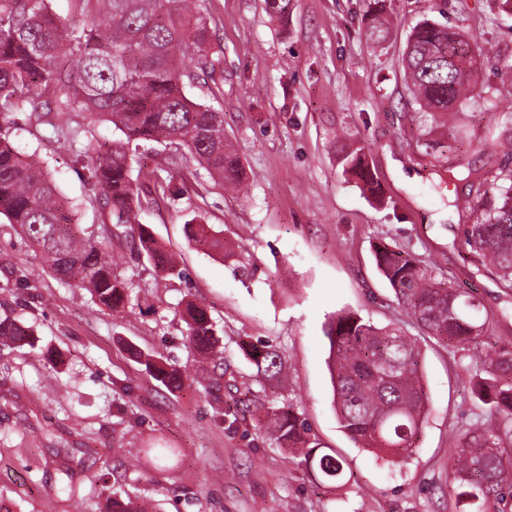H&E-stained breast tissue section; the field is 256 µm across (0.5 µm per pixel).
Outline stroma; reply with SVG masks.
I'll list each match as a JSON object with an SVG mask.
<instances>
[{"mask_svg": "<svg viewBox=\"0 0 512 512\" xmlns=\"http://www.w3.org/2000/svg\"><path fill=\"white\" fill-rule=\"evenodd\" d=\"M376 0H293L287 19H270L263 0H206L212 48L222 71L187 84L194 101L224 114V135L239 154L246 194L215 186L194 159L173 185L195 193L160 198L140 214L184 270L162 279L150 264L119 252V271L139 304L101 309L83 288L59 282L13 225L0 219V314L22 318L34 347H0V512H106L112 495H130L142 512H456L450 463L458 436L485 424L473 353L421 343L429 394L422 435L394 465L358 448L333 409L324 326L358 313L376 325L417 330L393 302L374 259L379 243L424 260L435 276L486 307L490 340L512 348V288L481 266L463 241L469 212L455 198L468 182L448 169H512V154L485 152L487 133L512 113V86L498 58L512 59V12L500 0H385L388 34L364 36ZM456 27L477 57L470 98L437 128V149L420 146L418 106L403 68L413 26L422 18ZM23 156L45 162L60 190L79 205L78 222L98 231L75 148L112 136L110 125L74 116L55 132L43 113L10 117ZM364 145L379 182L371 195L343 175L336 132ZM215 225L234 255L221 259L188 238L192 216ZM204 307L222 329L226 382L277 405H292L310 436L343 463L341 480L315 479L300 453L279 447L252 418H234L197 390L213 365L186 348L177 305ZM278 351L286 376L256 380L242 342ZM173 360L184 375L168 391L129 352ZM152 448L175 449L158 462Z\"/></svg>", "mask_w": 512, "mask_h": 512, "instance_id": "stroma-1", "label": "stroma"}]
</instances>
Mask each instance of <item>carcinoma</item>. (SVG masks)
<instances>
[{"label": "carcinoma", "instance_id": "carcinoma-1", "mask_svg": "<svg viewBox=\"0 0 512 512\" xmlns=\"http://www.w3.org/2000/svg\"><path fill=\"white\" fill-rule=\"evenodd\" d=\"M86 17L68 30L50 9V0H0V118L24 112L53 115L54 128L69 125L71 114L87 112L112 125L115 138L75 151L83 162L88 195L96 204L106 237L98 239L75 224L74 206L35 161L24 160L0 127V215L19 226L63 284L87 289L96 304L116 312L128 303L129 286L116 273L113 238L166 277H183L172 255L139 215L151 186L132 176L131 145L155 142L175 148L173 167L190 156L203 164L214 183L235 186L242 178L237 153L224 139V116L188 98L184 80L196 74L181 68V55L196 52L194 68L212 74L220 52L205 49L209 28L205 0H74ZM293 0H263L272 18L288 17ZM385 22L371 15L365 38L385 37ZM471 46L455 28L423 19L412 30L404 58L420 118L439 126L467 99L474 77ZM343 174L368 187L375 180L364 147H339ZM497 184L494 196L477 194L475 220L462 225L464 243L512 287V171L487 169L477 186ZM192 240L224 253V237L209 224L186 221ZM378 269L395 301L424 335L453 351L478 352L484 378L477 395L495 415L491 427L463 431L455 448L456 505L470 501L512 504V351L483 345L488 314L471 294L437 279L414 256L390 245L375 250ZM185 346L209 354L224 369L215 323L206 310L185 304ZM333 405L345 433L360 448L387 454L395 463L416 447L428 395L422 382L420 350L399 328L377 327L354 312L327 326ZM31 327L0 317V345L34 346ZM245 353L257 375L273 381L283 362L272 345L250 344ZM146 367L167 389L183 386L182 373L145 356ZM266 428L284 447L304 448V462L326 481L343 477L342 462L318 454L305 420L288 407L261 405Z\"/></svg>", "mask_w": 512, "mask_h": 512}]
</instances>
